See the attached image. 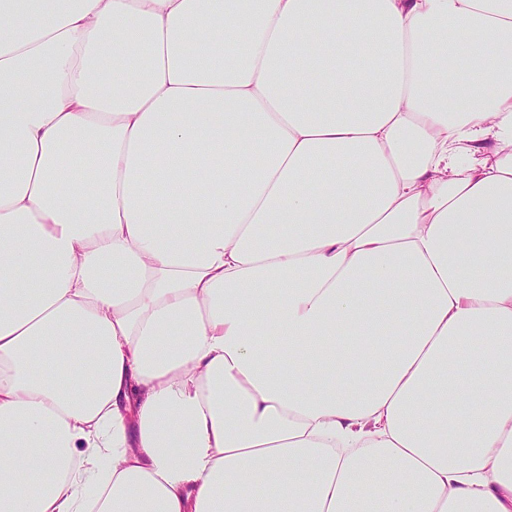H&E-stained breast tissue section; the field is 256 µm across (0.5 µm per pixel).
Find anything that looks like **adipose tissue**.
<instances>
[{
	"mask_svg": "<svg viewBox=\"0 0 512 512\" xmlns=\"http://www.w3.org/2000/svg\"><path fill=\"white\" fill-rule=\"evenodd\" d=\"M0 512H512V0H0Z\"/></svg>",
	"mask_w": 512,
	"mask_h": 512,
	"instance_id": "ef3b65f1",
	"label": "adipose tissue"
}]
</instances>
